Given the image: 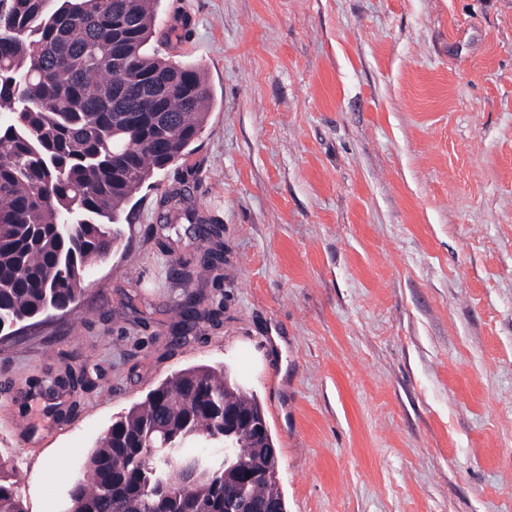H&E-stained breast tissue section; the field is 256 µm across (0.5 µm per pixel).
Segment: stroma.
Listing matches in <instances>:
<instances>
[{
    "label": "stroma",
    "instance_id": "obj_1",
    "mask_svg": "<svg viewBox=\"0 0 512 512\" xmlns=\"http://www.w3.org/2000/svg\"><path fill=\"white\" fill-rule=\"evenodd\" d=\"M150 49L213 99L73 311L0 334L28 512L197 365L279 408L288 512H512V0H158Z\"/></svg>",
    "mask_w": 512,
    "mask_h": 512
}]
</instances>
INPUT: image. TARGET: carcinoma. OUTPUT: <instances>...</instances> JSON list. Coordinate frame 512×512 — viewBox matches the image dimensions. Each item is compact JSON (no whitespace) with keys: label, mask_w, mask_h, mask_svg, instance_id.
<instances>
[{"label":"carcinoma","mask_w":512,"mask_h":512,"mask_svg":"<svg viewBox=\"0 0 512 512\" xmlns=\"http://www.w3.org/2000/svg\"><path fill=\"white\" fill-rule=\"evenodd\" d=\"M157 0H0V330L85 293L117 248L133 195L179 163L203 129L210 88L199 68L149 51ZM182 320L199 319L189 296ZM265 412L224 369L181 370L118 416L72 483V512H224V495L286 509L274 445L246 434L224 445V411ZM165 445L152 465L148 441ZM0 512L26 504L0 459Z\"/></svg>","instance_id":"cac0c4a2"}]
</instances>
